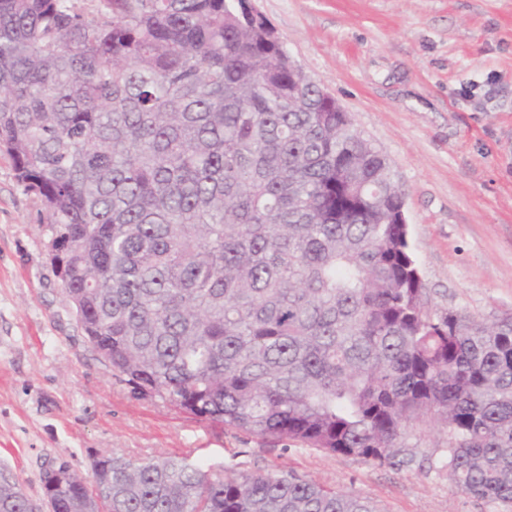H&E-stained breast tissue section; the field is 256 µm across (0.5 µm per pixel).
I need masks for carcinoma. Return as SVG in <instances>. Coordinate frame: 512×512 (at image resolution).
<instances>
[{
  "mask_svg": "<svg viewBox=\"0 0 512 512\" xmlns=\"http://www.w3.org/2000/svg\"><path fill=\"white\" fill-rule=\"evenodd\" d=\"M0 0V149L91 345L132 391L380 465L420 424L512 508V312L433 313L384 155L246 0ZM0 512H381L292 471L104 454Z\"/></svg>",
  "mask_w": 512,
  "mask_h": 512,
  "instance_id": "cac0c4a2",
  "label": "carcinoma"
}]
</instances>
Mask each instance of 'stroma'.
I'll return each mask as SVG.
<instances>
[{
    "instance_id": "1",
    "label": "stroma",
    "mask_w": 512,
    "mask_h": 512,
    "mask_svg": "<svg viewBox=\"0 0 512 512\" xmlns=\"http://www.w3.org/2000/svg\"><path fill=\"white\" fill-rule=\"evenodd\" d=\"M291 59L388 159L431 306L512 311V0H253ZM34 195L0 151V473L34 499L51 460L184 456L224 476L292 470L381 512H503L437 469L415 427L408 465L236 431L133 393L88 345Z\"/></svg>"
}]
</instances>
